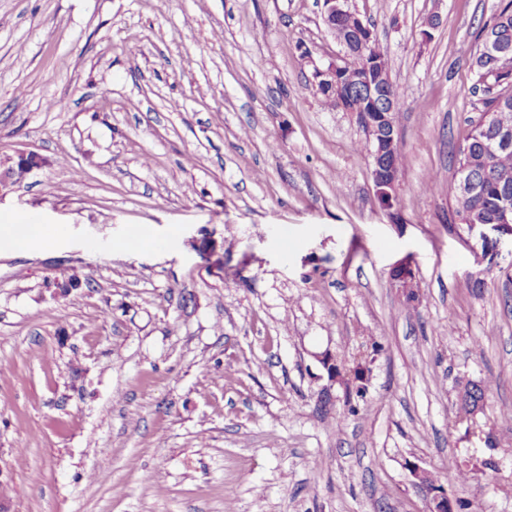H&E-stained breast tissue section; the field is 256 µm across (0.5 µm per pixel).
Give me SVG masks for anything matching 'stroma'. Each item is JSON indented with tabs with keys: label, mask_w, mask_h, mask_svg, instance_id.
<instances>
[{
	"label": "stroma",
	"mask_w": 512,
	"mask_h": 512,
	"mask_svg": "<svg viewBox=\"0 0 512 512\" xmlns=\"http://www.w3.org/2000/svg\"><path fill=\"white\" fill-rule=\"evenodd\" d=\"M503 4L348 2L403 93L394 224L312 81L346 55L324 0H0V169L43 160L0 225L53 234L0 251L8 512H425L412 462L512 512V245L453 194ZM327 357L362 359L356 413ZM490 385L487 383L468 382L464 388L463 393L459 394V410L465 415H472L474 410L481 405L483 408L485 398L489 391Z\"/></svg>",
	"instance_id": "1"
}]
</instances>
